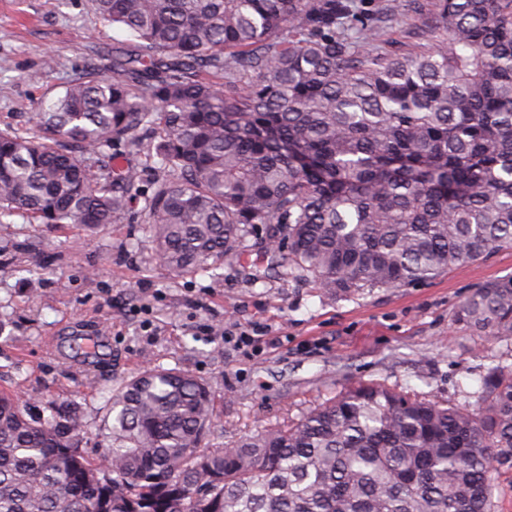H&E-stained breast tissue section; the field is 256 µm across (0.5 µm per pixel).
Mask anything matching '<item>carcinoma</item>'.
I'll list each match as a JSON object with an SVG mask.
<instances>
[{
	"label": "carcinoma",
	"mask_w": 512,
	"mask_h": 512,
	"mask_svg": "<svg viewBox=\"0 0 512 512\" xmlns=\"http://www.w3.org/2000/svg\"><path fill=\"white\" fill-rule=\"evenodd\" d=\"M123 30L112 71L0 130V219L98 228L140 169L160 264L204 275L258 237L266 269L329 297L428 281L512 246V0H436L426 43L368 48L372 0H91ZM148 136L141 166L107 151ZM454 322L512 339V275ZM474 411L379 384L207 448L215 400L155 366L112 394L99 460L75 404L0 390V512H490L512 469V365Z\"/></svg>",
	"instance_id": "obj_1"
}]
</instances>
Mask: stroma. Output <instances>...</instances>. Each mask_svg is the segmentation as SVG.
I'll return each mask as SVG.
<instances>
[{
    "mask_svg": "<svg viewBox=\"0 0 512 512\" xmlns=\"http://www.w3.org/2000/svg\"><path fill=\"white\" fill-rule=\"evenodd\" d=\"M434 2L375 0L386 22L373 50L424 42ZM123 37L89 0H0V128L34 132L32 115L66 81L110 72ZM50 55L57 65L47 69ZM142 207L133 197L124 219L97 229L0 221V388L30 407L76 404L90 458L102 451L113 391L155 365L210 384L219 430L206 443L228 448L351 384L456 404L495 360L512 364V340L453 322L476 286L512 275V248L423 284L335 300L282 269L254 280L252 255L224 260L212 277L174 275Z\"/></svg>",
    "mask_w": 512,
    "mask_h": 512,
    "instance_id": "35a3bbf8",
    "label": "stroma"
}]
</instances>
